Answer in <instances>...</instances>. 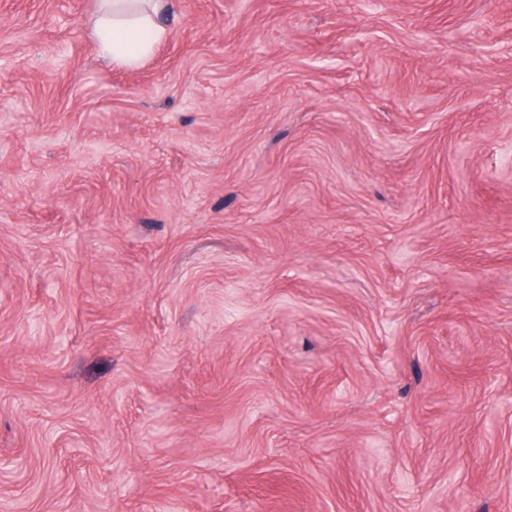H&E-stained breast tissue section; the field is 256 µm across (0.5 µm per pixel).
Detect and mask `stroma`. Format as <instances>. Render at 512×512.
Wrapping results in <instances>:
<instances>
[{"instance_id": "1", "label": "stroma", "mask_w": 512, "mask_h": 512, "mask_svg": "<svg viewBox=\"0 0 512 512\" xmlns=\"http://www.w3.org/2000/svg\"><path fill=\"white\" fill-rule=\"evenodd\" d=\"M0 0V512H512V0ZM94 26L102 58L135 65L166 35L160 19L171 0H99Z\"/></svg>"}]
</instances>
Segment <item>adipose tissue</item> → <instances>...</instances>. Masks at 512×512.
Segmentation results:
<instances>
[{
	"mask_svg": "<svg viewBox=\"0 0 512 512\" xmlns=\"http://www.w3.org/2000/svg\"><path fill=\"white\" fill-rule=\"evenodd\" d=\"M170 0H100L94 33L102 58L135 65L166 34Z\"/></svg>",
	"mask_w": 512,
	"mask_h": 512,
	"instance_id": "adipose-tissue-1",
	"label": "adipose tissue"
}]
</instances>
